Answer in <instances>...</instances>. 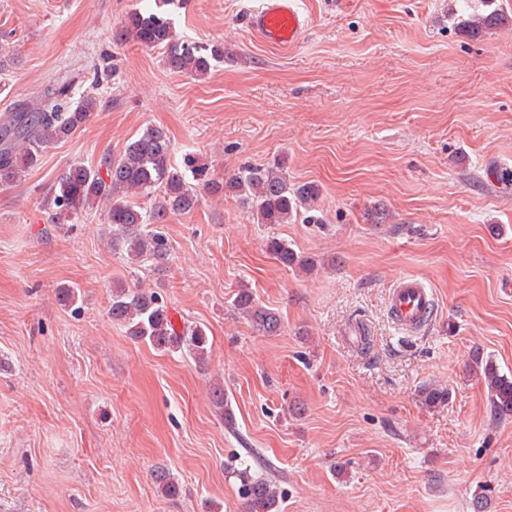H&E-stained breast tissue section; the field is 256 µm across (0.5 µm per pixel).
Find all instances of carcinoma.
<instances>
[{"instance_id": "1", "label": "carcinoma", "mask_w": 512, "mask_h": 512, "mask_svg": "<svg viewBox=\"0 0 512 512\" xmlns=\"http://www.w3.org/2000/svg\"><path fill=\"white\" fill-rule=\"evenodd\" d=\"M503 20V15L491 11L462 21V27L471 36L479 37ZM122 36L145 47L167 49L165 59L170 69L196 77L205 76L212 62L224 58L221 44L203 45L177 38L164 10L133 11ZM70 94L69 84H59L44 91L40 102L20 104L0 123L1 185L19 180L37 164L44 150L72 135L96 110L97 98L86 96L73 107ZM200 187L212 196L235 197L259 224H286L298 217L310 224L319 222L312 215L318 188L310 183H290L280 165L243 166L224 180L214 177L207 164L190 155L180 169L171 163L170 140L162 130L153 127L131 140L120 156L109 155L97 167L82 163L70 165L53 185L52 218L66 220L101 202L112 228L111 250L125 254L134 265L148 261L160 268L169 263L170 246L163 234L151 226L165 223L171 213L193 209ZM156 193L159 200L148 209L135 201L138 196L147 198ZM267 249L286 268L308 265V259L300 257L281 239L269 240ZM234 307L259 331L274 335L281 329L280 317L257 306L246 288L237 293ZM108 313L135 341L147 342L163 353L186 349L201 362L208 357V337L204 330L178 327L157 291L117 286L112 289ZM471 367L478 369L484 379L494 418L511 419L512 375L501 373L493 358L481 352L473 355ZM419 397L423 405L435 408L448 403L450 392L447 388L424 386ZM154 478L165 495L179 494V484L168 470L159 468ZM238 478L247 512H280L282 493L273 482L253 478L248 467L238 470Z\"/></svg>"}]
</instances>
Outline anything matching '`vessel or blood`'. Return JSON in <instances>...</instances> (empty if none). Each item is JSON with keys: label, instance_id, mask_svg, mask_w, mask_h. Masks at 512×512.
Segmentation results:
<instances>
[{"label": "vessel or blood", "instance_id": "1", "mask_svg": "<svg viewBox=\"0 0 512 512\" xmlns=\"http://www.w3.org/2000/svg\"><path fill=\"white\" fill-rule=\"evenodd\" d=\"M250 32L262 43L285 50L295 46L306 28L297 0H263L248 18ZM436 306L429 288L418 277L406 275L394 284L389 315L400 329L411 332L425 327Z\"/></svg>", "mask_w": 512, "mask_h": 512}]
</instances>
